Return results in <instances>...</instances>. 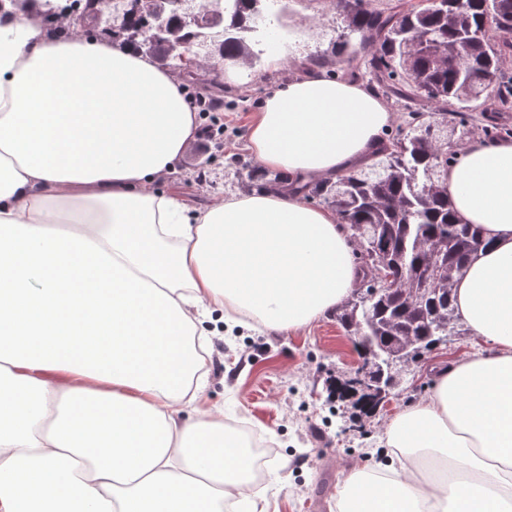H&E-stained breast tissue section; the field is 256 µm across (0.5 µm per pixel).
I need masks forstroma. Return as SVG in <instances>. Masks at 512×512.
<instances>
[{"mask_svg":"<svg viewBox=\"0 0 512 512\" xmlns=\"http://www.w3.org/2000/svg\"><path fill=\"white\" fill-rule=\"evenodd\" d=\"M342 27L331 0H286L279 22L281 43L261 49L252 63L243 65L241 84L226 87L213 61L181 74L187 93L204 98L208 87L220 88L224 109L200 117V127L215 128L214 137H197L173 171L155 182V189L177 192L196 207L226 193L262 189L263 179L246 147L250 114L267 93L311 68L315 57L325 58V74L346 73L347 61L331 59ZM276 55L283 62L274 69L269 60ZM201 168L210 175L204 186L195 181ZM487 351L483 339L461 327L459 335L449 337L444 353L421 363L419 380L403 376L391 405L368 413L356 396L332 393L353 377L359 360L335 314L288 332L242 325L233 335L212 341L208 404L223 409L232 422L247 423L270 447L259 482L266 512H334L336 492L350 469L389 464V419L425 400L437 373L453 361Z\"/></svg>","mask_w":512,"mask_h":512,"instance_id":"35a3bbf8","label":"stroma"}]
</instances>
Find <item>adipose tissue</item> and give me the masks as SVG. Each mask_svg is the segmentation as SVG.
<instances>
[{"label": "adipose tissue", "instance_id": "ef3b65f1", "mask_svg": "<svg viewBox=\"0 0 512 512\" xmlns=\"http://www.w3.org/2000/svg\"><path fill=\"white\" fill-rule=\"evenodd\" d=\"M44 11L0 14V512H257L250 457L204 408L205 322L297 330L346 299L353 245L298 188L369 162L394 114L366 83L294 78L246 127L293 191L192 207L151 187L198 133L180 82ZM446 185L490 243L454 285L489 351L392 419L398 466L350 472L338 512H512V137L468 141Z\"/></svg>", "mask_w": 512, "mask_h": 512}]
</instances>
